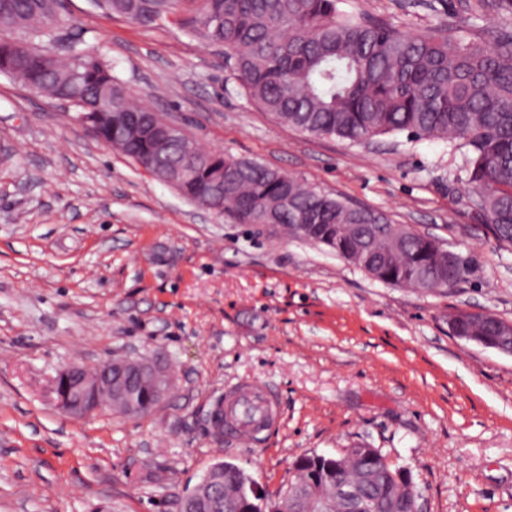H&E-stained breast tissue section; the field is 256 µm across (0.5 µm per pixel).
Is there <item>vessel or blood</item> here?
<instances>
[{"mask_svg": "<svg viewBox=\"0 0 512 512\" xmlns=\"http://www.w3.org/2000/svg\"><path fill=\"white\" fill-rule=\"evenodd\" d=\"M277 395L273 389L246 380L224 394V435L234 444L252 446L257 441L261 422L274 417Z\"/></svg>", "mask_w": 512, "mask_h": 512, "instance_id": "vessel-or-blood-1", "label": "vessel or blood"}]
</instances>
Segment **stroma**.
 I'll return each instance as SVG.
<instances>
[{"label":"stroma","mask_w":512,"mask_h":512,"mask_svg":"<svg viewBox=\"0 0 512 512\" xmlns=\"http://www.w3.org/2000/svg\"><path fill=\"white\" fill-rule=\"evenodd\" d=\"M354 3L414 33L442 21L425 0ZM65 8L129 92L199 148L382 211L471 272L449 288L387 285L327 247L235 223L96 138L70 104L0 75V512H177L222 460L274 500L296 458L353 447L409 470L423 512H512V355L448 332L459 311L512 323V246L464 208L447 144L304 135L176 20ZM129 351L169 362L165 403L137 419L56 407L61 368ZM243 380L278 395L247 448L206 425L212 399Z\"/></svg>","instance_id":"1"}]
</instances>
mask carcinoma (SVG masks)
Instances as JSON below:
<instances>
[{
    "label": "carcinoma",
    "instance_id": "1",
    "mask_svg": "<svg viewBox=\"0 0 512 512\" xmlns=\"http://www.w3.org/2000/svg\"><path fill=\"white\" fill-rule=\"evenodd\" d=\"M342 0H93L107 15L142 26L178 16L192 38L224 47L239 88L279 123L311 136H337L360 143L386 135L407 141L440 140L461 156L453 180L465 186V207L505 243L512 244V0H478L481 15H495L490 39L472 34L475 16H460L415 34ZM64 0H0V74L52 99L71 104L76 115L112 148L160 180L162 172L192 165V179L173 184L187 200L215 207L210 186L224 177V210L240 224L273 220L294 234L295 224H323L334 235L315 240L388 285L431 287L464 279L460 262L440 273L434 240L410 234L386 252L395 228L381 211L324 193L284 172L250 160L198 148L188 137L159 150L168 120L138 102L115 75L101 50L70 28ZM380 224L371 251L356 257L353 225ZM459 336H485L509 348L505 321L486 314L479 321L460 311L448 318ZM357 448L339 456L341 475L361 482ZM373 489L379 512H416L417 498L393 483L399 467L378 449ZM224 470V512H236L249 487L239 466ZM294 477L280 490L284 506L305 510L304 489L332 476L327 459H296Z\"/></svg>",
    "mask_w": 512,
    "mask_h": 512
}]
</instances>
